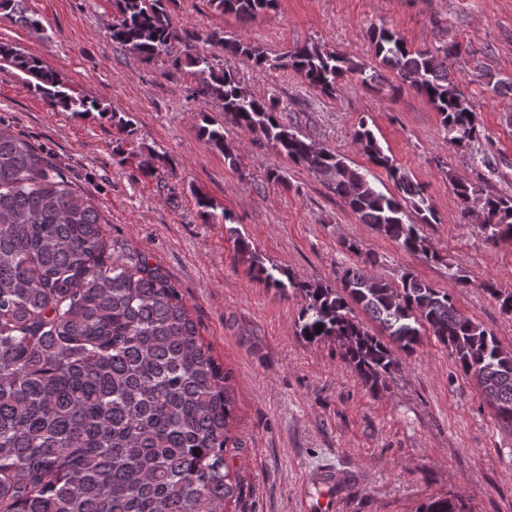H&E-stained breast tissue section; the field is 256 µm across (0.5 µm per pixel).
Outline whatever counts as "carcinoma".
I'll use <instances>...</instances> for the list:
<instances>
[{"mask_svg":"<svg viewBox=\"0 0 512 512\" xmlns=\"http://www.w3.org/2000/svg\"><path fill=\"white\" fill-rule=\"evenodd\" d=\"M165 2L112 0V41L145 61L168 52L175 32ZM210 2L217 11L252 20L275 0ZM0 10L43 28L25 15L22 0H0ZM368 33L380 63L434 106L449 144L479 139L475 112L448 74L455 46L414 48L384 24ZM207 42L260 69H291L325 95L335 94L348 74L369 86L384 82L379 71L317 44L271 59L233 36L211 34ZM184 54L179 64L197 75L195 94L219 100L238 128L305 165L360 223L406 251L439 259L409 223L411 213L422 224L436 222L426 191L384 151L365 119L354 141L394 182L395 196L377 189L370 169L352 167L282 123L278 97L255 95L219 55L191 45ZM0 63L33 78L54 110L106 112L9 43H0ZM199 134L230 166L238 165L224 127L207 121ZM450 182L463 218L477 210L487 240L512 242V197H483L468 182ZM197 206L207 224L233 221L213 212L205 196L197 197ZM234 242L267 287L301 297L298 335L335 341L362 384L385 385L401 369L396 351L412 355L429 334L476 381L497 418L512 425V351L462 315L448 292L411 270L395 286L371 270L377 264L372 256L362 267L336 271L337 288L310 283L265 266L242 236ZM230 379L162 269L117 250L93 199L76 194L46 158L0 127V512H224L241 494L224 460L226 448L237 446L229 436ZM416 512H467V506L448 494Z\"/></svg>","mask_w":512,"mask_h":512,"instance_id":"obj_1","label":"carcinoma"}]
</instances>
